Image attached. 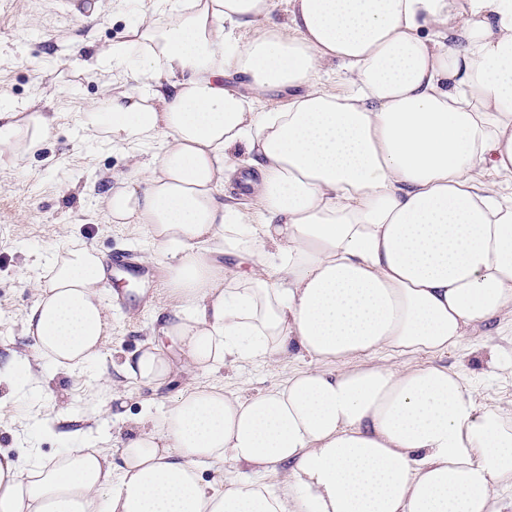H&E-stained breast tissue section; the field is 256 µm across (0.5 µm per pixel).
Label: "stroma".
<instances>
[{"label": "stroma", "mask_w": 512, "mask_h": 512, "mask_svg": "<svg viewBox=\"0 0 512 512\" xmlns=\"http://www.w3.org/2000/svg\"><path fill=\"white\" fill-rule=\"evenodd\" d=\"M148 0H78L64 8L61 0H9L0 10V98L25 108L42 94L51 95L59 114L55 136L36 155L10 171H0V366L17 353H30L22 320L35 299L43 256L72 244L98 254L133 250L147 256L149 245L140 225L109 223L99 201L100 172L127 170L129 160L110 145L84 139L81 110L112 92L110 74L88 72L80 58L109 44L135 21ZM106 298L121 293L125 307L112 310V333L103 346L104 364L115 370L126 356L159 335L173 303L166 286L127 275L103 281ZM457 368L476 392L479 404L512 413V331L491 322L470 327L459 347L438 356ZM309 360L292 354L288 361H254L240 368L205 373L179 366L171 380L148 386L118 379L112 394L89 396L95 371L59 372L37 393L13 391L0 384V448L21 457L51 462L61 449L59 431L74 429L43 423L68 408L90 419L121 448L130 420L143 406L162 411L179 393L204 384L227 383L252 394L279 384L288 372L307 368Z\"/></svg>", "instance_id": "obj_1"}]
</instances>
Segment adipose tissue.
<instances>
[{
  "label": "adipose tissue",
  "instance_id": "adipose-tissue-1",
  "mask_svg": "<svg viewBox=\"0 0 512 512\" xmlns=\"http://www.w3.org/2000/svg\"><path fill=\"white\" fill-rule=\"evenodd\" d=\"M277 7L149 0L97 50L124 82L79 123L133 160L102 202L166 266L161 332L186 365L298 349L312 368L145 411L117 474L92 428L63 435L49 465L0 448V512H503L512 414L479 405L456 369L371 358L442 354L512 320V0H288L274 25ZM333 62L345 92L320 82ZM56 121L0 102V158L37 152ZM237 180L240 201H225ZM103 280L94 249L51 252L22 320L35 354L0 381L39 389L99 363ZM174 370L159 345L118 367L150 385ZM203 464L221 479L202 482Z\"/></svg>",
  "mask_w": 512,
  "mask_h": 512
}]
</instances>
